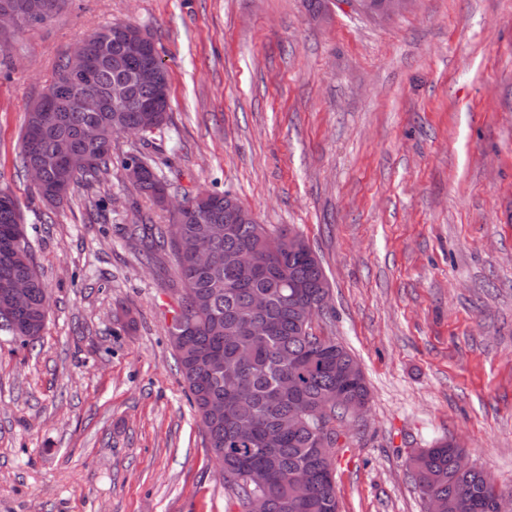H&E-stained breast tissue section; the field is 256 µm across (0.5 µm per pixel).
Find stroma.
Wrapping results in <instances>:
<instances>
[{
    "label": "stroma",
    "instance_id": "obj_1",
    "mask_svg": "<svg viewBox=\"0 0 512 512\" xmlns=\"http://www.w3.org/2000/svg\"><path fill=\"white\" fill-rule=\"evenodd\" d=\"M154 40L173 200L228 191L289 226L330 283L317 335L351 351L366 413L337 421L339 512H426L407 457L459 441L512 493V0H416L387 22L305 0H69L0 52V186L22 205L52 308L35 346L0 335V512H228L176 370L167 214L120 167L112 200L50 207L16 158L28 104L83 35Z\"/></svg>",
    "mask_w": 512,
    "mask_h": 512
}]
</instances>
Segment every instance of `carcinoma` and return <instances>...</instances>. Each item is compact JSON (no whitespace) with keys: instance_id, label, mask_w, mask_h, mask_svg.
<instances>
[{"instance_id":"obj_1","label":"carcinoma","mask_w":512,"mask_h":512,"mask_svg":"<svg viewBox=\"0 0 512 512\" xmlns=\"http://www.w3.org/2000/svg\"><path fill=\"white\" fill-rule=\"evenodd\" d=\"M67 0H0L23 18L11 34L0 33V50L28 28L46 23ZM109 25L85 36L92 42L95 64L85 81L73 82L77 62L59 57L47 91L25 116L19 143V168H37L45 181L35 186L38 197L57 203L83 182L105 189L112 186V144L118 128L139 130L153 136L167 126L169 102L161 112H140V105L154 96L151 87L135 79L138 59L128 55ZM145 58L158 63L164 88L168 73L152 40ZM72 86L64 104L55 100L63 84ZM92 94L102 100L97 112L83 108L79 99ZM93 127L97 136L88 138ZM139 163L143 175L134 181L140 194L159 203L167 183L154 158L130 153L120 160L122 169ZM185 199L182 223L174 220L148 228L151 247L176 250L174 235L209 237L212 257L205 268L176 258L183 297L175 319L184 326L173 344L178 371L199 417L207 451L224 456V484L241 512L252 495L264 497L268 512H338L334 463L333 426L336 415L350 412V404L369 400L364 374L355 375L357 360L344 346L316 336L302 325L296 306L322 303L328 289L325 272L309 247L288 249L290 227L270 230L264 224L224 225V200L228 191L207 192ZM255 252L265 260L260 272L241 268L238 255ZM28 282L29 309L17 316L12 328L0 331L25 348L41 337V305L49 296L36 264L18 199L0 188V307L10 303L6 291L13 283ZM264 299L261 309L254 299ZM219 356L217 370L211 359ZM304 410L323 414L325 437L301 424L288 431L282 422ZM462 452L453 439H442L418 458H409V471L421 495L440 502L441 512H496L497 486L485 481L477 468L456 469ZM307 467L316 474L305 490L293 487L291 475Z\"/></svg>"}]
</instances>
